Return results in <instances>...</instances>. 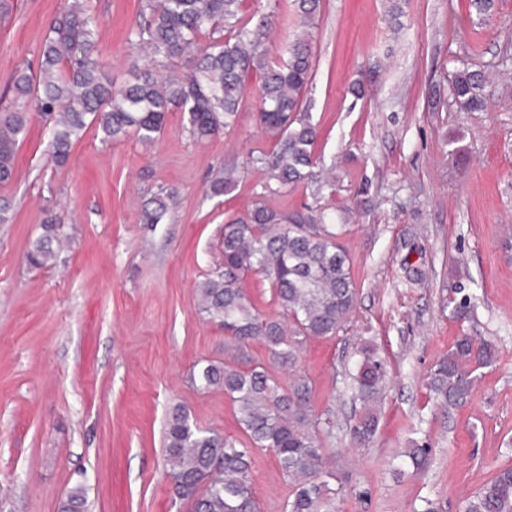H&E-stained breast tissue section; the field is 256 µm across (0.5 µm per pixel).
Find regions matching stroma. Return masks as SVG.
<instances>
[{"label": "stroma", "instance_id": "obj_1", "mask_svg": "<svg viewBox=\"0 0 512 512\" xmlns=\"http://www.w3.org/2000/svg\"><path fill=\"white\" fill-rule=\"evenodd\" d=\"M325 0L313 32L316 61L305 100L319 125L316 149L339 177L346 208L340 243L351 260L356 306L336 337L312 339L298 361L317 412L336 428L322 443L343 479L335 512H460L503 465H512V0ZM65 0H17L0 19V101L17 69L38 70L44 33ZM100 59L115 84L136 52L127 31L140 0H92ZM482 72L489 97L467 111L449 94L462 67ZM363 82L365 95L349 88ZM256 90L237 129L205 142L171 115L150 146L106 145L88 127L65 167H55L40 117L0 185L12 223L0 224V512H58L83 485L90 512H178L164 468L169 408L201 427L240 437L223 391L191 380L196 364L224 358L223 328L201 315L196 285L222 261L225 216L241 213L266 175L247 166L270 148L258 129ZM243 170L213 197L211 171ZM177 205L143 221L155 194ZM55 213L71 246L32 269L30 242ZM464 285L470 315L448 297ZM492 344L470 397L448 411L432 403L436 363L461 334ZM387 361L374 439L348 427L361 409L350 390L357 349ZM431 445L420 474L401 457L410 440ZM259 512H284L292 490L272 455L255 451Z\"/></svg>", "mask_w": 512, "mask_h": 512}]
</instances>
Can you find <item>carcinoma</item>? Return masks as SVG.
Segmentation results:
<instances>
[{"label":"carcinoma","instance_id":"cac0c4a2","mask_svg":"<svg viewBox=\"0 0 512 512\" xmlns=\"http://www.w3.org/2000/svg\"><path fill=\"white\" fill-rule=\"evenodd\" d=\"M300 32L280 47L281 61L269 58L267 42L275 11L247 13L245 0H141L127 41L147 53V62L133 60L132 79L112 84L98 58L99 18L91 0H69L50 21L41 47L37 73L21 68L14 74L10 105L0 109V183L14 177L15 157L31 111L48 123L49 147L57 164L68 162L72 146L88 125L104 143L133 135L151 145L164 131L169 114L178 112L183 126L198 141L237 128L239 109L251 76L259 78L257 124L273 142L270 151L254 150L247 165L266 174L261 191L240 215L225 219L222 262L197 284L199 311L224 328V361H210L192 371L203 389H221L236 409L244 439L200 428L180 404L168 412L163 447L166 475L175 500L189 501L191 512H258L250 483L251 452L272 453L292 485L285 512H332L336 473L327 466L322 435L332 432L330 413H317L311 403L313 386L297 369L304 344L333 337L353 311L358 290L346 250L338 242L344 225L336 211L315 202L281 212L265 198L284 196L299 185L316 186L315 194L336 191L335 168L315 154L318 124L304 105L314 74L311 42L322 0H293ZM484 78L459 70L450 87L462 108L485 107ZM240 180L236 166L212 173L209 193L222 196ZM177 204L173 192H162L144 207V223L161 224ZM66 236L59 220L49 216L42 234L31 242L27 261L34 268L53 265ZM260 276L269 281L271 296L281 310L264 315L241 288L242 280ZM451 315L463 320L470 299L463 289L448 298ZM262 344L269 363L250 350ZM354 374L355 394L362 409L350 436L359 445L378 429L375 406L382 397L384 362L364 346ZM497 351L467 333L431 373L430 387L442 407L457 406L469 396L478 371L493 366ZM286 366L288 384L270 367ZM416 470L428 464V448L406 452ZM83 487L74 488L61 512H86ZM463 512H512V466L499 468Z\"/></svg>","mask_w":512,"mask_h":512}]
</instances>
